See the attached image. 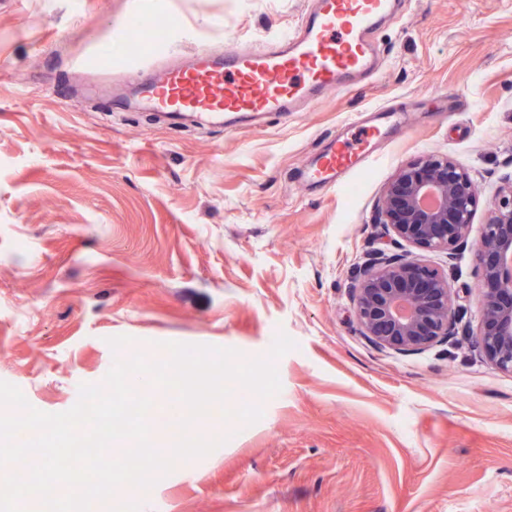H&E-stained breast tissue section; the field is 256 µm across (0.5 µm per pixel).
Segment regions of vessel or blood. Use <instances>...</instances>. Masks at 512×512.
<instances>
[{"mask_svg":"<svg viewBox=\"0 0 512 512\" xmlns=\"http://www.w3.org/2000/svg\"><path fill=\"white\" fill-rule=\"evenodd\" d=\"M398 17V0H312L295 30L266 36L257 47L202 45L182 64L128 68L124 81L133 93L113 95L112 109L154 112L171 126L201 128L305 112L328 93L378 76L376 33ZM369 162L366 151L340 138L312 161L304 179L336 189L347 172Z\"/></svg>","mask_w":512,"mask_h":512,"instance_id":"1","label":"vessel or blood"}]
</instances>
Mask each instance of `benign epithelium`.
<instances>
[{"label": "benign epithelium", "mask_w": 512, "mask_h": 512, "mask_svg": "<svg viewBox=\"0 0 512 512\" xmlns=\"http://www.w3.org/2000/svg\"><path fill=\"white\" fill-rule=\"evenodd\" d=\"M478 203L470 174L448 155H423L387 183L380 206L384 234L417 253L379 249L351 282L356 321L371 343L408 353L453 335L457 308L448 274L424 254L444 253L453 261L467 245ZM473 257L482 294L478 348L512 373V179L491 205Z\"/></svg>", "instance_id": "1"}]
</instances>
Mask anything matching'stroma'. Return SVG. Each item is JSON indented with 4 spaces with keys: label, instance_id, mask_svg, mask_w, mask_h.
<instances>
[{
    "label": "stroma",
    "instance_id": "obj_1",
    "mask_svg": "<svg viewBox=\"0 0 512 512\" xmlns=\"http://www.w3.org/2000/svg\"><path fill=\"white\" fill-rule=\"evenodd\" d=\"M308 0H0V380L34 408L73 407L115 359L158 342L266 356L281 390L149 496L165 512H512V373L460 333L402 354L361 335L350 283L384 248L377 205L397 169L450 154L488 207L512 178V0H404L378 32L381 73L258 127L171 129L112 120L118 24L141 58L201 44L253 47L294 29ZM88 65L76 71L74 62ZM94 76L99 90L89 88ZM406 113L377 156L335 191L298 178L344 124ZM449 268L477 325L473 251Z\"/></svg>",
    "mask_w": 512,
    "mask_h": 512
}]
</instances>
